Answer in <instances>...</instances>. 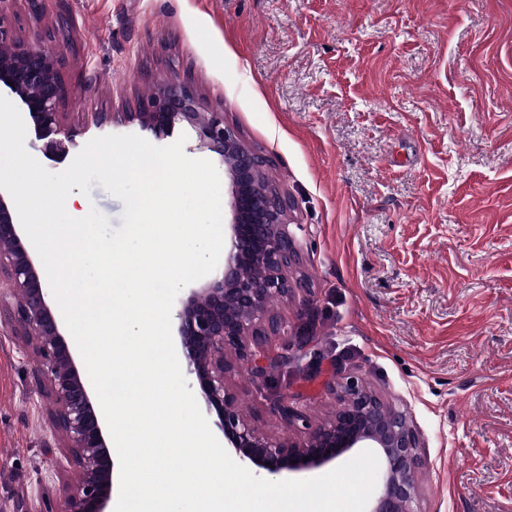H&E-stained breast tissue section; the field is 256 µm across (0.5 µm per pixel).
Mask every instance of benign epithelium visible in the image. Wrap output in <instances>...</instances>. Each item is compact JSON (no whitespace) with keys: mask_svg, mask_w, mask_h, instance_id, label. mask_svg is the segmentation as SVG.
<instances>
[{"mask_svg":"<svg viewBox=\"0 0 512 512\" xmlns=\"http://www.w3.org/2000/svg\"><path fill=\"white\" fill-rule=\"evenodd\" d=\"M14 0H0V95L18 103L31 121L46 154L69 153L61 131L60 108L67 89L59 72L62 54L40 35L24 43L6 21ZM157 140L178 123L198 134V149L217 155L228 180L230 222L224 233L221 268L188 289L175 310L173 342L193 378L209 426L239 463L273 478L290 472L317 471L355 448H375L382 457L380 491L367 512H419L413 475L421 464V441L407 413L389 407L373 391L349 377L344 406L332 419L295 440H273L241 411L226 381L228 356L244 366L260 390L277 393L275 410L288 424L304 420L288 395L278 391L277 373L288 368L307 343H288V329L272 308L301 287L288 272L297 250L288 235L287 208L276 189L263 187L266 159L249 148L224 122V113L207 111L196 91L176 76L162 80L136 111L117 113ZM0 275L11 283L0 292V314L34 337L39 371L53 404L54 426L77 465L73 493L61 512H108L113 463L112 438L80 352L61 311L51 298L40 262L8 192L0 190Z\"/></svg>","mask_w":512,"mask_h":512,"instance_id":"obj_1","label":"benign epithelium"}]
</instances>
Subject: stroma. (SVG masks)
<instances>
[{"label":"stroma","mask_w":512,"mask_h":512,"mask_svg":"<svg viewBox=\"0 0 512 512\" xmlns=\"http://www.w3.org/2000/svg\"><path fill=\"white\" fill-rule=\"evenodd\" d=\"M71 155L124 135L177 73L268 160L304 285L276 309L309 337L282 377L311 423L341 375L407 410L421 512H512V0H69ZM57 0H16L17 38ZM35 343L0 323V512H60L76 466ZM264 436L295 438L244 368L226 375Z\"/></svg>","instance_id":"35a3bbf8"}]
</instances>
